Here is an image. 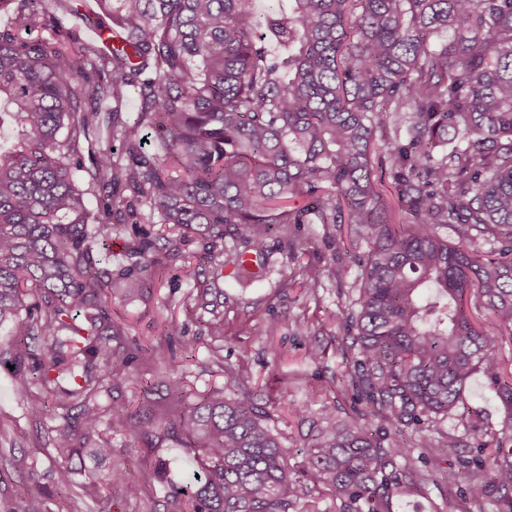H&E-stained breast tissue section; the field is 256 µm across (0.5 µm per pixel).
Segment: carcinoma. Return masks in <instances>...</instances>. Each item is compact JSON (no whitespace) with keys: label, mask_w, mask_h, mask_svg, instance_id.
I'll use <instances>...</instances> for the list:
<instances>
[{"label":"carcinoma","mask_w":512,"mask_h":512,"mask_svg":"<svg viewBox=\"0 0 512 512\" xmlns=\"http://www.w3.org/2000/svg\"><path fill=\"white\" fill-rule=\"evenodd\" d=\"M53 1L66 2L0 0L12 7L0 27V126L9 117L19 139L0 151V328L22 337L15 389L31 413L53 398L59 487L71 485L81 449L112 452L104 415L134 441L157 437L149 397L134 412L99 402L130 379L137 350L112 297L149 292L164 260L196 240L192 312L222 337L224 267L258 280L270 241L292 251L296 231L316 224H349L367 244L339 319L352 415L324 406L308 418L296 477L252 391L189 403L171 368L163 436L198 467L169 488L172 503L318 512L313 493L324 491L336 512H392L418 492L411 437L425 439L423 460L456 447L427 433L464 406L479 368L512 434V377L499 361L503 333L512 337V0H289L265 13L258 0H99L92 24L120 41L109 48L65 27ZM35 30L43 36H21ZM128 86L138 91L132 120ZM89 194L106 203L89 209ZM121 233L131 264L96 266L93 243ZM339 273L309 265L298 286L314 294ZM473 307L498 331L476 328ZM461 465L443 479L468 474L470 497L491 482L512 492L511 447L498 444L488 482L481 460ZM114 486L143 491L114 468L82 492ZM15 495L23 512H44L41 489Z\"/></svg>","instance_id":"1"}]
</instances>
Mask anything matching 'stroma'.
Listing matches in <instances>:
<instances>
[{
  "label": "stroma",
  "mask_w": 512,
  "mask_h": 512,
  "mask_svg": "<svg viewBox=\"0 0 512 512\" xmlns=\"http://www.w3.org/2000/svg\"><path fill=\"white\" fill-rule=\"evenodd\" d=\"M366 251V244L361 242L340 255L335 243L319 237L300 240L293 252L273 247L265 281L243 282L230 289V300L224 307V337L219 341L203 335L196 317L186 310L190 287L187 263L180 258L167 262L150 293L113 298L112 314L129 323L131 340L144 348L152 347L167 321H177L185 333L174 337L164 361H133L130 381L113 390L111 396L102 397V405L133 410L143 393H150L157 400L163 398L165 390L160 381L169 364L179 366L196 395L220 390L232 397L242 385L261 390L271 416L270 424L281 434L283 447L291 451L288 462L294 473H301L300 448L307 428L293 416V407L303 403L310 388L319 387L324 391L323 402L312 405V412H319L325 405L340 418L351 414L348 394L337 390L334 384L336 376L345 370L340 350L342 334L336 320L346 312L354 296L355 260ZM333 261L343 270L341 278L326 283L314 295L296 287L305 266ZM256 319L274 323L271 335L256 336L246 331V321ZM313 345L322 351L316 361L308 356ZM217 352L223 355V363L215 362L213 355ZM463 400L464 409L433 432L434 438L442 442L451 437L458 439L459 447L430 463L419 464L421 493L394 501L392 512H500L497 491H490L482 503L468 504L463 500L466 481L451 486L442 479L445 470L457 468L459 455L491 461L493 446L502 437L503 408L484 371L475 372L468 380ZM53 424V419L29 415L26 400L14 388L13 370L0 364V512H19L15 489L25 483L44 488L46 512H100V504L82 496L81 487L91 478L106 474L112 462L147 484L145 492L137 498L113 491L112 512H166L163 482L152 477L156 456L166 459V480L170 482L188 483L197 469L192 454L175 441L165 440L160 448L154 449L133 445L124 436L113 434L109 437L111 461L88 456L72 459V485L64 495L56 485L50 432ZM21 454L26 456L27 464L19 469L12 459Z\"/></svg>",
  "instance_id": "stroma-1"
}]
</instances>
